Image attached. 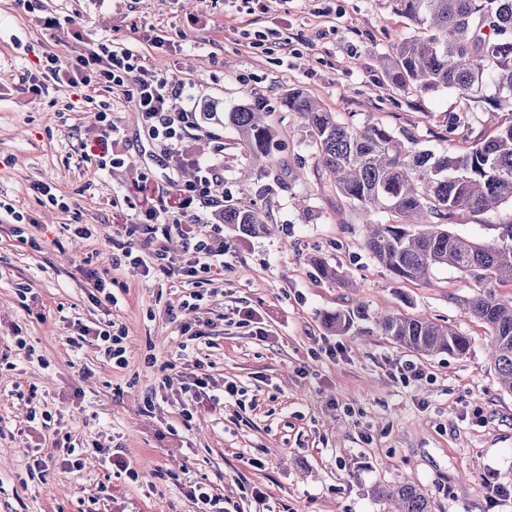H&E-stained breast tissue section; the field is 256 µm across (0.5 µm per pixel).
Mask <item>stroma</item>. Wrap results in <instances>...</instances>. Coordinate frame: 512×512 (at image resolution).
Returning <instances> with one entry per match:
<instances>
[{"label": "stroma", "mask_w": 512, "mask_h": 512, "mask_svg": "<svg viewBox=\"0 0 512 512\" xmlns=\"http://www.w3.org/2000/svg\"><path fill=\"white\" fill-rule=\"evenodd\" d=\"M48 17L59 28L45 29ZM269 30L287 36V49L259 45L257 33ZM410 30L396 0H271L259 16L233 0H0V202L29 219L19 236L11 217L0 218V354L9 356L0 364V512H388L377 491L403 482L425 489L433 512H512V498L491 500L492 486L512 490V393L499 384L486 327L464 310L474 280L450 267L425 280L393 278L366 249L360 212L320 168L300 119L280 105L296 89L339 122H379L437 153L494 135L503 111L481 106L451 136L443 117L462 111L456 92L388 84L380 60ZM158 36L168 49L154 47ZM102 42L182 80L184 102L198 111L222 114L248 100L269 110L283 169L243 177L247 152L214 120L192 143L223 170L225 203L259 211L267 225L256 237L225 228L224 282L195 313L208 326L198 351L206 372L244 392L220 414L203 402L191 421L180 416L194 368L178 356L180 324L167 310L185 283L112 267L110 236L147 205L137 183L165 185L187 172L154 155L122 90L87 102L64 81L30 90L45 55L65 63ZM105 109L128 152L103 169L94 140ZM290 167L304 180L288 176ZM40 182L68 210L36 193ZM510 222L506 204L482 216L458 212L448 228L487 242ZM81 224L91 238L74 236ZM318 258L344 283L322 278ZM90 268L111 270L113 303L92 301ZM31 297L38 307L29 311ZM359 304L452 325L470 346L426 357L368 321L326 328L325 314ZM103 321L125 334V366L82 332ZM18 335L34 360L15 354ZM409 362L422 377L406 376ZM33 409L52 417L28 423ZM61 430L73 444L120 450L138 480L90 455L81 471L29 479L27 448L52 447ZM190 479L210 488L208 507L186 496ZM256 487L265 503L252 499Z\"/></svg>", "instance_id": "1"}]
</instances>
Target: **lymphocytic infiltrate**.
<instances>
[{"instance_id":"1","label":"lymphocytic infiltrate","mask_w":512,"mask_h":512,"mask_svg":"<svg viewBox=\"0 0 512 512\" xmlns=\"http://www.w3.org/2000/svg\"><path fill=\"white\" fill-rule=\"evenodd\" d=\"M73 84L89 88L105 81L121 87L133 82L132 97L141 124L172 169L193 167L195 177L184 183H175L167 189L159 184H142L139 194L158 198V205L144 209L146 227L127 224L124 236L112 239L113 268L138 271L146 265L162 274L178 275L191 290L173 311V319L190 323L191 315L204 300L208 285L224 279V235L221 215L224 203L217 194L222 176L217 168L200 161L190 142L194 131L200 130L201 114L193 108H173L172 103L182 97L184 84L178 78L163 76L142 64L139 57L125 50H115L110 44H99L89 56L78 58L72 64ZM210 211L209 220H191L187 214L195 208ZM146 231L148 256L134 252L130 239L139 231ZM179 239L184 253L182 265H173L168 244Z\"/></svg>"}]
</instances>
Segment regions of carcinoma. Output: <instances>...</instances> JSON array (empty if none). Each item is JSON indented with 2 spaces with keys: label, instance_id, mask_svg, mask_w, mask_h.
Returning a JSON list of instances; mask_svg holds the SVG:
<instances>
[{
  "label": "carcinoma",
  "instance_id": "carcinoma-1",
  "mask_svg": "<svg viewBox=\"0 0 512 512\" xmlns=\"http://www.w3.org/2000/svg\"><path fill=\"white\" fill-rule=\"evenodd\" d=\"M399 6L412 33L383 57L391 86L458 93L466 110L447 114L450 135L482 103L512 112V0H399ZM488 87L494 89L490 97L483 95ZM282 105L301 119L337 192L361 212L369 225L365 246L387 271L397 279L420 280L435 268L452 267L481 283L465 311L487 327L500 383L512 392V298L492 289L494 282H512V224L502 225L489 243L448 229L459 211L481 216L512 204V117L463 152L435 154L415 149L414 137L403 141L378 123L342 124L299 91L288 92ZM225 120L248 154L262 162L260 171L278 164L264 103H244ZM377 212L401 221L380 224L373 220ZM224 223L247 236L266 231L260 215L245 206L224 205ZM356 319L373 321L382 335L420 355H460L469 348L467 337L422 315H371L358 306L328 316L326 325L342 331ZM379 494L396 501L397 512H433L417 485L402 483Z\"/></svg>",
  "mask_w": 512,
  "mask_h": 512
}]
</instances>
